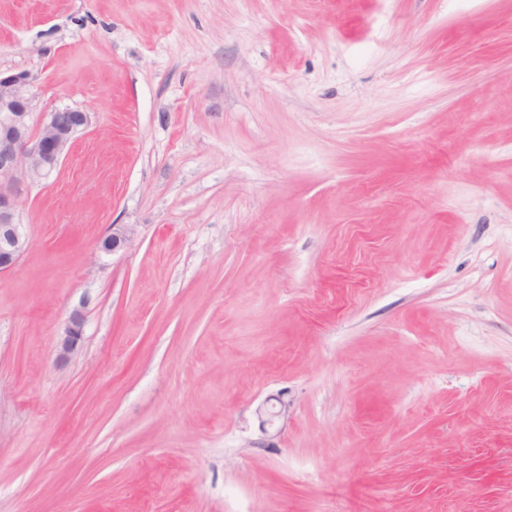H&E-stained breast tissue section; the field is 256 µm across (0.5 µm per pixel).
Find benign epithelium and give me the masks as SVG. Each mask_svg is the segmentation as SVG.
<instances>
[{
    "label": "benign epithelium",
    "instance_id": "obj_1",
    "mask_svg": "<svg viewBox=\"0 0 512 512\" xmlns=\"http://www.w3.org/2000/svg\"><path fill=\"white\" fill-rule=\"evenodd\" d=\"M31 77L0 73V272L11 269L28 247L19 221L18 198L24 185L47 178L63 161L76 134L89 126L90 113L64 107L33 119ZM136 235V225L123 224L100 241V250L114 253ZM82 315L74 312L58 343L59 358L75 350L82 335Z\"/></svg>",
    "mask_w": 512,
    "mask_h": 512
}]
</instances>
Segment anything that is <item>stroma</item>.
Returning <instances> with one entry per match:
<instances>
[{
	"instance_id": "obj_1",
	"label": "stroma",
	"mask_w": 512,
	"mask_h": 512,
	"mask_svg": "<svg viewBox=\"0 0 512 512\" xmlns=\"http://www.w3.org/2000/svg\"><path fill=\"white\" fill-rule=\"evenodd\" d=\"M0 71L91 115L0 273V512H512V0H0ZM136 235V225L123 224L118 228L112 227V234L100 241V250L105 253H114L123 249ZM82 324V315L77 311L74 312L66 328L65 336L61 337L58 343V355L61 360H66L75 350L82 335Z\"/></svg>"
}]
</instances>
